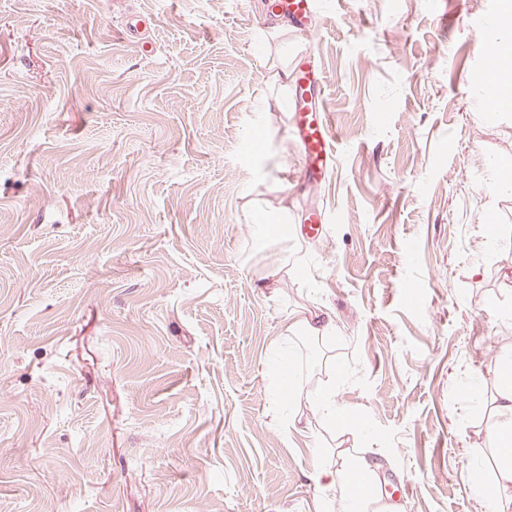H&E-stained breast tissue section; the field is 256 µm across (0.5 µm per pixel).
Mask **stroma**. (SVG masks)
Instances as JSON below:
<instances>
[{"mask_svg": "<svg viewBox=\"0 0 512 512\" xmlns=\"http://www.w3.org/2000/svg\"><path fill=\"white\" fill-rule=\"evenodd\" d=\"M503 6L323 0L296 30L262 0H0V512H336L341 448L404 512H487L512 107L473 75ZM308 50L339 157L315 187L267 68ZM251 202L288 238L256 245ZM323 310L333 335L288 331ZM283 353L359 431L307 407L284 434Z\"/></svg>", "mask_w": 512, "mask_h": 512, "instance_id": "obj_1", "label": "stroma"}]
</instances>
